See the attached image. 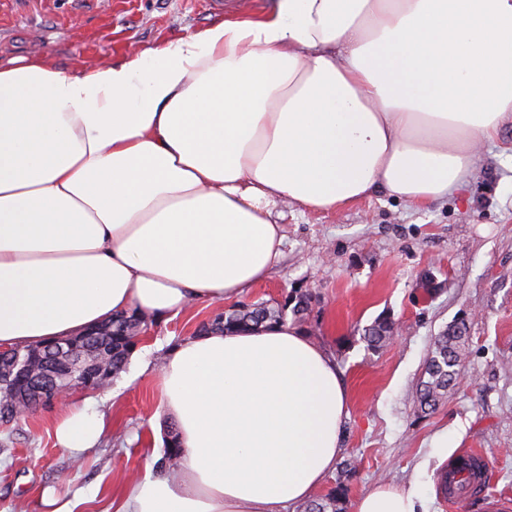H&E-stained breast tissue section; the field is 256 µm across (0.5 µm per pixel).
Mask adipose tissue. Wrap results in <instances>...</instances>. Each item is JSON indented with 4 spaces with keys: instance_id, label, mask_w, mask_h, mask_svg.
<instances>
[{
    "instance_id": "adipose-tissue-1",
    "label": "adipose tissue",
    "mask_w": 512,
    "mask_h": 512,
    "mask_svg": "<svg viewBox=\"0 0 512 512\" xmlns=\"http://www.w3.org/2000/svg\"><path fill=\"white\" fill-rule=\"evenodd\" d=\"M512 122V0H276L119 63L0 66V347L239 298L282 254L274 213L459 190ZM177 472L117 512H293L335 469L334 359L298 327L199 334L157 376ZM105 430L68 403L81 454ZM355 512H426L415 485Z\"/></svg>"
}]
</instances>
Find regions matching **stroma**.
I'll list each match as a JSON object with an SVG mask.
<instances>
[{
	"instance_id": "stroma-1",
	"label": "stroma",
	"mask_w": 512,
	"mask_h": 512,
	"mask_svg": "<svg viewBox=\"0 0 512 512\" xmlns=\"http://www.w3.org/2000/svg\"><path fill=\"white\" fill-rule=\"evenodd\" d=\"M274 0H0V65L44 52L64 71L86 70L127 50L167 44L234 16L255 18ZM283 257L243 304L311 297L300 327L339 368L348 395L342 452L315 495L343 487L349 503L379 485L416 483L427 512H512V123L482 150L469 181L448 198L411 206L383 192L343 211L285 207ZM432 273L436 287L424 285ZM201 304L146 318L125 368L100 390L74 389L104 414L99 443L73 456L55 439L61 404L0 422V512H116L125 481L156 472L172 422L156 376L167 350L224 312ZM390 318L396 335L371 350L362 333ZM468 340L462 378L435 411L414 403L433 341L458 318ZM447 443L439 453L438 443ZM480 449L484 488L457 508L438 492L450 456Z\"/></svg>"
}]
</instances>
